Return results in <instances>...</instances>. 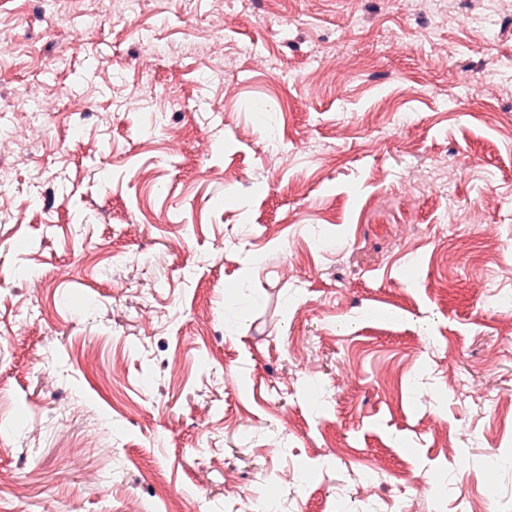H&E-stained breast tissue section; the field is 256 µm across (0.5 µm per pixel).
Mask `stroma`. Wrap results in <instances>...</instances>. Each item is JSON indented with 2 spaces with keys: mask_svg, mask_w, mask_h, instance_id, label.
I'll return each mask as SVG.
<instances>
[{
  "mask_svg": "<svg viewBox=\"0 0 512 512\" xmlns=\"http://www.w3.org/2000/svg\"><path fill=\"white\" fill-rule=\"evenodd\" d=\"M475 2L0 0V512H512Z\"/></svg>",
  "mask_w": 512,
  "mask_h": 512,
  "instance_id": "1",
  "label": "stroma"
}]
</instances>
